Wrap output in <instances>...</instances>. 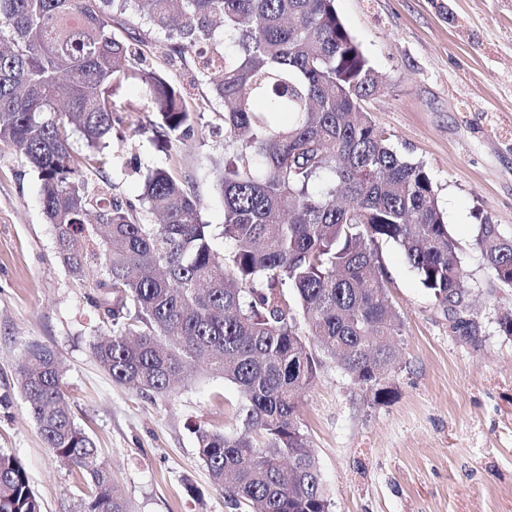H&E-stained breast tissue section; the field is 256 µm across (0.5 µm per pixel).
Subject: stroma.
I'll return each mask as SVG.
<instances>
[{"label": "stroma", "mask_w": 512, "mask_h": 512, "mask_svg": "<svg viewBox=\"0 0 512 512\" xmlns=\"http://www.w3.org/2000/svg\"><path fill=\"white\" fill-rule=\"evenodd\" d=\"M336 11L382 74L365 109L391 144L423 163L465 261L480 346L448 334V319L400 247L380 241V264L401 332L384 403L368 400L325 361L298 403L328 487L332 512H512V337L497 320L512 313L474 246L484 219L512 229V0H336ZM187 87L191 137L157 150L140 88L122 86L120 113L90 189L137 203L147 173L169 169L192 184L201 215L224 250V212L212 165L224 158V109L204 81L153 56ZM91 278L63 263L40 205V181L25 157L0 142V448L24 464L44 512H77V478L45 446L27 411L15 366L29 342L50 346L64 368L76 422L109 464L136 512H229L197 455L195 428L236 429L235 386L196 370L168 396L112 383L91 345L107 328ZM192 483L201 500L184 488Z\"/></svg>", "instance_id": "obj_1"}]
</instances>
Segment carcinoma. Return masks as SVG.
<instances>
[{
	"instance_id": "obj_1",
	"label": "carcinoma",
	"mask_w": 512,
	"mask_h": 512,
	"mask_svg": "<svg viewBox=\"0 0 512 512\" xmlns=\"http://www.w3.org/2000/svg\"><path fill=\"white\" fill-rule=\"evenodd\" d=\"M164 35L148 40L137 23ZM159 50L189 65L224 106V256L201 203L169 170H152L142 201L92 194L86 173L139 84L160 136L193 131L185 89L147 63ZM382 80L340 20L335 0H0V142L38 172L43 213L67 268H96L95 307L109 334L91 346L112 381L169 393L196 365L234 384L239 432L195 430L199 460L234 512H331L318 461L298 425V399L322 358L376 403L390 399L400 322L378 260L396 243L448 313V335L482 339L457 241L425 165L390 143L365 111ZM84 137L77 156L68 128ZM109 229L97 266L91 232ZM512 288V230L485 221L475 239ZM45 444L84 485L80 512H133L92 438L75 422L57 354L29 343L15 368ZM0 512H43L21 460L0 448Z\"/></svg>"
}]
</instances>
